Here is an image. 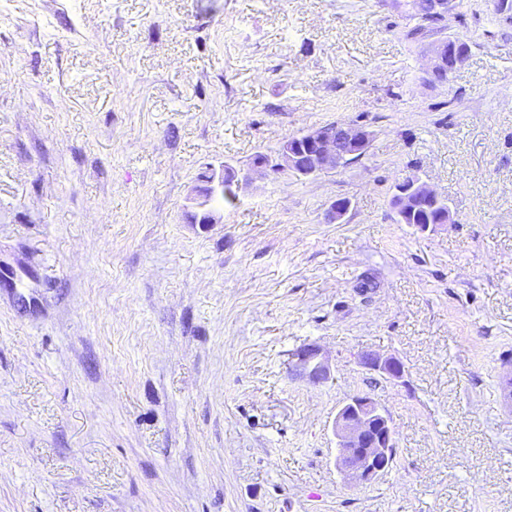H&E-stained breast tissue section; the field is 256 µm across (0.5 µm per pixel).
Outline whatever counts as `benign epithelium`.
<instances>
[{
    "label": "benign epithelium",
    "mask_w": 512,
    "mask_h": 512,
    "mask_svg": "<svg viewBox=\"0 0 512 512\" xmlns=\"http://www.w3.org/2000/svg\"><path fill=\"white\" fill-rule=\"evenodd\" d=\"M370 137L368 130L354 125L342 126L339 137L327 127L320 126L296 136L302 142L303 150L283 147L274 156L262 153L251 165V170L316 175L346 164L359 154ZM413 191L427 201L439 199L438 193L427 184L406 178L396 185L392 195L394 211L404 208ZM359 364L389 379L400 378L404 372L400 361L379 353H361ZM289 370L318 385L332 379L328 360L313 345L304 346L292 354ZM333 433L338 448L336 467L348 483L370 482L391 465L392 449L396 447L395 431L387 412L375 398L365 394L349 397L336 414Z\"/></svg>",
    "instance_id": "benign-epithelium-1"
}]
</instances>
